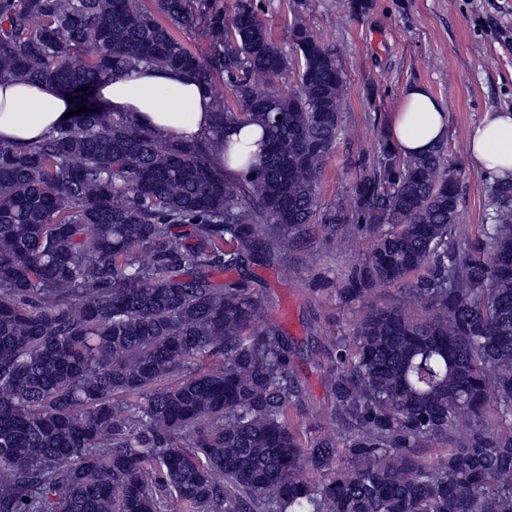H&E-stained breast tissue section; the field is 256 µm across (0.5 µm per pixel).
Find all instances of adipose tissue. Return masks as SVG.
Wrapping results in <instances>:
<instances>
[{"label":"adipose tissue","instance_id":"1","mask_svg":"<svg viewBox=\"0 0 512 512\" xmlns=\"http://www.w3.org/2000/svg\"><path fill=\"white\" fill-rule=\"evenodd\" d=\"M98 97L115 112L177 143L203 142L216 169L246 170L249 156L260 150L256 125L215 130L212 100L193 77L174 71L143 68L101 82ZM69 109L65 95L54 85L22 80L0 82V143L30 147L64 122ZM448 136L443 105L422 85L409 87L396 108L390 137L399 153L429 151ZM470 157L495 177L512 176V111L484 113L473 130Z\"/></svg>","mask_w":512,"mask_h":512}]
</instances>
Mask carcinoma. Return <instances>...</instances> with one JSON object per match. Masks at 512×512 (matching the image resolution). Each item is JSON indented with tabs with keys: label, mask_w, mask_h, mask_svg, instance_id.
<instances>
[{
	"label": "carcinoma",
	"mask_w": 512,
	"mask_h": 512,
	"mask_svg": "<svg viewBox=\"0 0 512 512\" xmlns=\"http://www.w3.org/2000/svg\"><path fill=\"white\" fill-rule=\"evenodd\" d=\"M263 11L0 0V81L88 108L33 147L0 144V512H166L170 497L178 512H512V177L474 242L444 142L402 155L381 139L350 209L321 204L346 75L301 20L284 50ZM197 27L202 53L172 33ZM142 66L194 75L215 128L258 124L263 151L221 173L205 146L84 97ZM308 224L371 238L336 291L362 303L330 338L340 447L297 430L290 336L263 295L213 281L283 257ZM390 287L394 304L367 302Z\"/></svg>",
	"instance_id": "carcinoma-1"
}]
</instances>
